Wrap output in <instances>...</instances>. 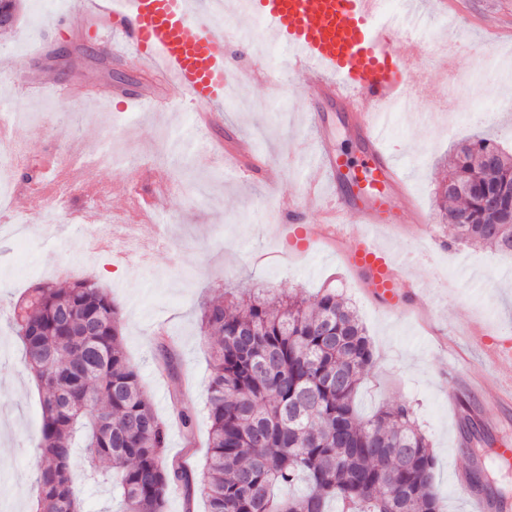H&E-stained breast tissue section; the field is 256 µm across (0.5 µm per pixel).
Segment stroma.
Wrapping results in <instances>:
<instances>
[{"label":"stroma","mask_w":512,"mask_h":512,"mask_svg":"<svg viewBox=\"0 0 512 512\" xmlns=\"http://www.w3.org/2000/svg\"><path fill=\"white\" fill-rule=\"evenodd\" d=\"M69 5L70 0H20L16 26L0 31V104L21 115L9 136L28 146L31 164L81 163L88 185L83 194L61 187L69 212L60 224L32 221L22 233H0V484L15 490L0 498V512H33L38 493L40 393L23 367L13 307L36 283L65 287L84 278L107 288L121 310L127 356L158 416L169 424V458L196 470L209 451L205 403L213 340L199 328L202 305L225 300L231 290L266 288L309 298L330 287L356 308L375 349L358 408L368 414L387 404L412 405L436 458L434 492L441 512H466L451 480L457 470L481 473L484 494L504 495L505 512H512V469H485L483 444L465 427L470 419L495 442L512 441V408L487 410L475 398L459 414L448 408V386L458 376L491 375L471 341L474 333L492 327L512 336V257L452 243L444 224H433L426 237L406 224L382 231V247L400 263L403 278L419 286L412 313L387 311L344 270L335 245L319 244L302 254L288 249L280 228L283 209L315 224L328 198L308 192L315 174L300 156L313 135V91L303 76L291 74L284 49L274 42L243 48L240 63L273 74L275 81L240 83L202 138L192 107L181 100L165 115L139 102L118 114L115 92L149 94L164 86L136 56L105 59L89 32L53 25ZM385 18L420 32L413 79L443 90L418 110L391 111L385 140L417 205L433 214L457 143L479 136L512 153V109L494 107L496 99L512 94L506 84L512 79V46L485 44L474 31L444 20L428 0H390ZM445 46L453 52L447 70L436 64ZM25 80L41 83L43 94L24 96ZM58 80L93 94L57 98ZM228 139L280 160L279 180L268 184L233 171L224 157H204L199 148L203 140ZM102 191L113 216L137 225L149 247L145 260L84 252L81 225L72 214L91 215ZM162 328L175 341L188 385L169 374L160 355ZM183 412L194 417L193 434L180 425ZM85 466L83 456H75L84 512H119L109 485L82 480Z\"/></svg>","instance_id":"obj_1"}]
</instances>
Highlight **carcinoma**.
Wrapping results in <instances>:
<instances>
[{
  "label": "carcinoma",
  "instance_id": "cac0c4a2",
  "mask_svg": "<svg viewBox=\"0 0 512 512\" xmlns=\"http://www.w3.org/2000/svg\"><path fill=\"white\" fill-rule=\"evenodd\" d=\"M438 195L454 241L512 254V155L485 138L457 150ZM25 366L42 389L36 512H83L71 469L111 486L122 512H165L173 485L206 512H439L431 443L411 406L355 405L375 351L336 292L260 291L210 303L209 455H167V424L124 351L122 317L91 279L41 283L13 309Z\"/></svg>",
  "mask_w": 512,
  "mask_h": 512
}]
</instances>
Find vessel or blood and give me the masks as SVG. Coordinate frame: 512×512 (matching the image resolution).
Returning <instances> with one entry per match:
<instances>
[{"label": "vessel or blood", "mask_w": 512, "mask_h": 512, "mask_svg": "<svg viewBox=\"0 0 512 512\" xmlns=\"http://www.w3.org/2000/svg\"><path fill=\"white\" fill-rule=\"evenodd\" d=\"M248 7L261 21L248 41L272 36L285 45L292 69L306 73L316 97L348 113L362 146L363 159L355 167L320 139L306 154L333 185L335 206L323 224H303L289 215L293 251L305 252L320 240L336 242L345 268L359 276L375 302L399 308V265L371 237L350 227L421 222L406 178L385 149L386 125L392 106L417 109L420 100L436 97L438 88L424 82L409 95L408 56L391 27L378 23L386 0H250ZM210 9V0H79L67 19L96 36L105 28L116 31L124 48L154 64L207 112L223 103L229 69L224 20L211 16ZM476 342L494 373L486 407H512V340L487 333ZM455 483L471 512H493L494 502L474 489L468 473H457Z\"/></svg>", "instance_id": "obj_1"}]
</instances>
